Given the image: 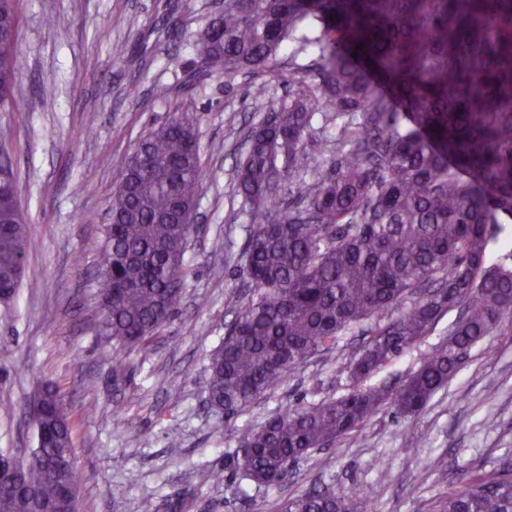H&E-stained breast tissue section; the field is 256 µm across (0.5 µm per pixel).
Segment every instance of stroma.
I'll use <instances>...</instances> for the list:
<instances>
[{
	"label": "stroma",
	"mask_w": 512,
	"mask_h": 512,
	"mask_svg": "<svg viewBox=\"0 0 512 512\" xmlns=\"http://www.w3.org/2000/svg\"><path fill=\"white\" fill-rule=\"evenodd\" d=\"M215 11L213 0H21L15 93L29 108L0 112V125L13 130L5 150L30 233L19 297L0 303V450L23 456L34 447L25 403L49 384L75 423L78 512H140L142 500L184 486L192 491L184 512H277L289 497L324 488L369 496L373 512H433L464 476L512 466V327L471 349L419 416L384 407L362 432L309 453L281 486L200 479L220 469L243 424L348 393L349 359L368 338L345 336L232 420L205 402L208 355L232 319L224 298L247 291L241 253L249 226L230 201V181L262 118L251 92L266 82L274 101L288 96L287 83L270 82L261 69L198 75L192 45ZM175 112L193 121L206 172L188 274L157 344L128 349L98 328L102 247L121 180L115 161ZM457 316L448 311L372 384L399 387ZM119 364L121 382L113 378Z\"/></svg>",
	"instance_id": "stroma-1"
}]
</instances>
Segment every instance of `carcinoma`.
Masks as SVG:
<instances>
[{"instance_id":"1","label":"carcinoma","mask_w":512,"mask_h":512,"mask_svg":"<svg viewBox=\"0 0 512 512\" xmlns=\"http://www.w3.org/2000/svg\"><path fill=\"white\" fill-rule=\"evenodd\" d=\"M19 0H0V105L21 112ZM320 23V35L294 34ZM361 49H356V46ZM211 74L265 69L288 54L297 89L270 105L268 85L252 109L235 165L234 197L250 232L241 257L248 302L210 354L206 401L231 419L277 389L287 373L372 321L351 362L353 389L307 407H285L241 431L228 453L234 477L279 484L311 450L353 433L384 406L422 412L461 367V356L512 322V266L487 264L503 216L512 217V0H224L194 44ZM327 149L304 151L313 134ZM99 296L102 334L148 350L183 294L188 227L205 178L192 120L172 115L116 160ZM18 190L0 189V289L22 279L28 225ZM448 336L397 390L361 383L421 342L454 307ZM21 483H0V512L60 502L78 471H50L73 452L60 392L43 389ZM279 512H372L369 500L310 490ZM439 512H512V469L467 476Z\"/></svg>"}]
</instances>
